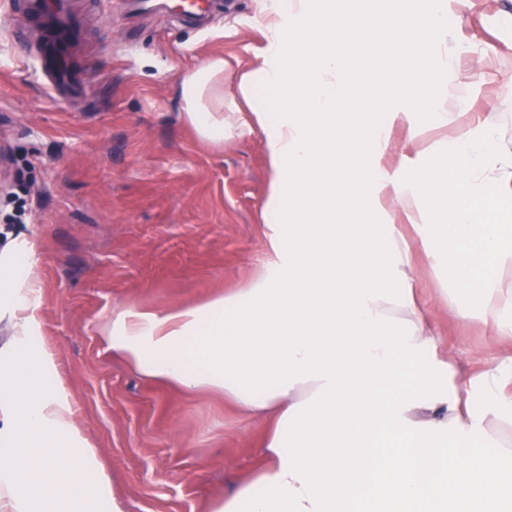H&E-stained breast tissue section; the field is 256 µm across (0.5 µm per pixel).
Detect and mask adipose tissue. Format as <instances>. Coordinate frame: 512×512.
<instances>
[{
    "label": "adipose tissue",
    "mask_w": 512,
    "mask_h": 512,
    "mask_svg": "<svg viewBox=\"0 0 512 512\" xmlns=\"http://www.w3.org/2000/svg\"><path fill=\"white\" fill-rule=\"evenodd\" d=\"M429 20L422 36L420 17ZM266 46L232 93L224 60L180 79L184 115L220 144L225 103L244 100L269 168L263 219L279 261L250 287L193 307L129 310L108 332L143 375L224 396L269 420L265 466L213 512H354L375 481L382 512H471L500 500L494 460L512 454V354L486 365L482 405L463 404L453 363L437 357L404 274L411 224L431 265L448 273L450 313L477 312L512 343V226L462 209L447 186L500 198L512 181L490 169L495 124L462 130L459 157L446 148L398 155L404 179L383 175L389 147L376 113L405 128L409 143L448 115L402 96L432 86L451 64L447 0H268ZM478 242L453 253L449 239ZM501 269L466 297L475 261ZM32 250L0 253V317L13 336L0 347V512H115L110 479L74 421L55 356L34 322L40 293ZM401 376L395 397L377 390ZM261 493H254V486Z\"/></svg>",
    "instance_id": "obj_1"
}]
</instances>
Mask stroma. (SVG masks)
Instances as JSON below:
<instances>
[{"instance_id": "stroma-1", "label": "stroma", "mask_w": 512, "mask_h": 512, "mask_svg": "<svg viewBox=\"0 0 512 512\" xmlns=\"http://www.w3.org/2000/svg\"><path fill=\"white\" fill-rule=\"evenodd\" d=\"M261 7L222 0L189 22L81 0L83 35L69 58L91 88L67 100L36 75L40 30L21 44L0 24V152L11 157L0 165V229L35 252L38 331L120 512H211L261 464L268 423L223 394L143 376L107 340L125 310L227 296L276 261L262 222L261 133L208 143L184 119L178 92L207 57L224 58V87L234 88L266 46ZM448 18L452 63L435 102L448 124L422 145L455 148L461 125L492 112V151L512 152V0H448ZM413 268L441 354L474 375L504 356L479 318L449 316L419 244Z\"/></svg>"}]
</instances>
